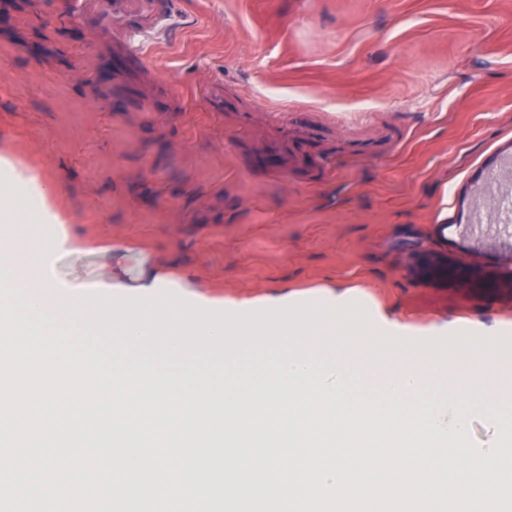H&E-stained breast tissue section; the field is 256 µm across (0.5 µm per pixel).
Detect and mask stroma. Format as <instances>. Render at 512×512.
Instances as JSON below:
<instances>
[{
	"label": "stroma",
	"mask_w": 512,
	"mask_h": 512,
	"mask_svg": "<svg viewBox=\"0 0 512 512\" xmlns=\"http://www.w3.org/2000/svg\"><path fill=\"white\" fill-rule=\"evenodd\" d=\"M68 2L0 0V157L50 178L89 243L58 280L357 289L419 343L462 318L512 361V294L419 274L428 252L512 273L464 234L512 157V0ZM269 365L196 368L230 393Z\"/></svg>",
	"instance_id": "1"
}]
</instances>
